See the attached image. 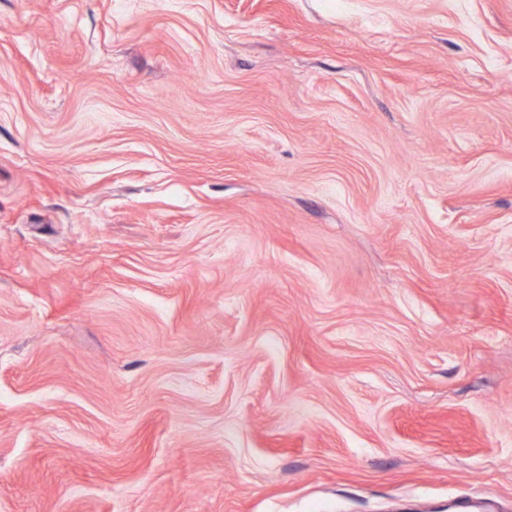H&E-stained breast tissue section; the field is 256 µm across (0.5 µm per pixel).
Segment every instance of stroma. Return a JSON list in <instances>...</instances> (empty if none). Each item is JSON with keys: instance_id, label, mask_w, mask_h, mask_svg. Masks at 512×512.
Returning a JSON list of instances; mask_svg holds the SVG:
<instances>
[{"instance_id": "35a3bbf8", "label": "stroma", "mask_w": 512, "mask_h": 512, "mask_svg": "<svg viewBox=\"0 0 512 512\" xmlns=\"http://www.w3.org/2000/svg\"><path fill=\"white\" fill-rule=\"evenodd\" d=\"M0 512H512V0H0Z\"/></svg>"}]
</instances>
